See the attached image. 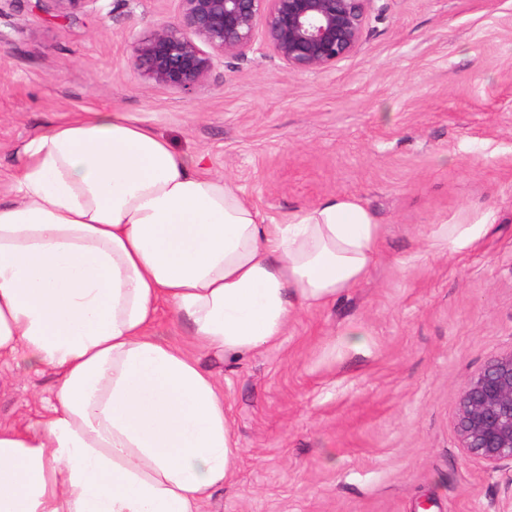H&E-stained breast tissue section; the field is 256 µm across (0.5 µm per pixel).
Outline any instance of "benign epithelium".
Wrapping results in <instances>:
<instances>
[{"label":"benign epithelium","instance_id":"1","mask_svg":"<svg viewBox=\"0 0 512 512\" xmlns=\"http://www.w3.org/2000/svg\"><path fill=\"white\" fill-rule=\"evenodd\" d=\"M75 16L87 0H49ZM182 20L162 22L132 43L148 82L191 91L229 54L244 55L262 31L275 57L303 73L325 71L360 47L371 0H181ZM461 447L482 459L512 502V351L491 360L460 396Z\"/></svg>","mask_w":512,"mask_h":512}]
</instances>
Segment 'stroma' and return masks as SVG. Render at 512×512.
Wrapping results in <instances>:
<instances>
[{"label":"stroma","mask_w":512,"mask_h":512,"mask_svg":"<svg viewBox=\"0 0 512 512\" xmlns=\"http://www.w3.org/2000/svg\"><path fill=\"white\" fill-rule=\"evenodd\" d=\"M180 16V0H86L72 19L0 0V203L23 144L112 110L267 222L356 199L382 232L361 284L295 310L275 344L196 355L240 448L202 512H494L503 488L456 424L465 384L512 351V0H371L335 67L288 69L259 39L191 91L146 82L130 49ZM482 219L465 248L427 245ZM55 379L0 359V425L39 419Z\"/></svg>","instance_id":"stroma-1"}]
</instances>
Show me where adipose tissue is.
Wrapping results in <instances>:
<instances>
[{
  "label": "adipose tissue",
  "mask_w": 512,
  "mask_h": 512,
  "mask_svg": "<svg viewBox=\"0 0 512 512\" xmlns=\"http://www.w3.org/2000/svg\"><path fill=\"white\" fill-rule=\"evenodd\" d=\"M0 203V358L53 369L40 421L0 426V512H201L234 474L194 351L242 355L363 281L380 227L341 197L266 223L125 113L48 126ZM190 348L153 336L159 303Z\"/></svg>",
  "instance_id": "1"
}]
</instances>
